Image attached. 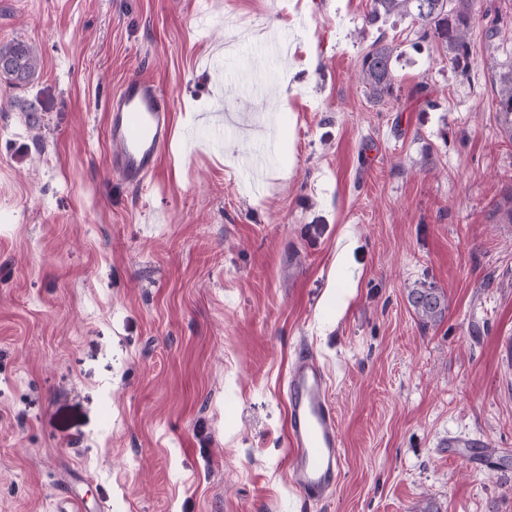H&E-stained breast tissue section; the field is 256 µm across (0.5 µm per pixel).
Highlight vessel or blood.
<instances>
[{
  "label": "vessel or blood",
  "instance_id": "obj_1",
  "mask_svg": "<svg viewBox=\"0 0 512 512\" xmlns=\"http://www.w3.org/2000/svg\"><path fill=\"white\" fill-rule=\"evenodd\" d=\"M111 165L127 183L140 184L157 169L172 130L162 89L140 76L127 78L107 102ZM287 440L301 494L325 498L338 482L341 438L321 364L302 352L287 378Z\"/></svg>",
  "mask_w": 512,
  "mask_h": 512
}]
</instances>
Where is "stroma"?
I'll return each instance as SVG.
<instances>
[{
  "mask_svg": "<svg viewBox=\"0 0 512 512\" xmlns=\"http://www.w3.org/2000/svg\"><path fill=\"white\" fill-rule=\"evenodd\" d=\"M483 3L500 33L476 19L464 72L387 26L398 88L376 104L371 0H0V41L43 54L39 126L0 112V512L65 492L74 512H512V139L489 69L512 0ZM134 75L173 123L138 186L104 111ZM414 288L444 293L441 322ZM303 347L342 441L309 502L287 463ZM408 301L422 322L437 323L444 317L446 299L435 288H414L408 293Z\"/></svg>",
  "mask_w": 512,
  "mask_h": 512,
  "instance_id": "35a3bbf8",
  "label": "stroma"
}]
</instances>
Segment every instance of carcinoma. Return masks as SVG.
<instances>
[{"instance_id": "obj_1", "label": "carcinoma", "mask_w": 512, "mask_h": 512, "mask_svg": "<svg viewBox=\"0 0 512 512\" xmlns=\"http://www.w3.org/2000/svg\"><path fill=\"white\" fill-rule=\"evenodd\" d=\"M488 16L481 0H371L366 23L386 24L391 18H411L419 39L433 38L456 68L470 64V32L476 17ZM396 47L386 39L385 30L362 55L358 79L369 99L381 101L394 95L397 85L393 57ZM42 73V58L36 45L25 40L0 41V86L24 90ZM493 101L504 134L512 139V62L492 74ZM18 109L28 121L35 120V104L17 95L0 99V112ZM408 301L421 321L437 323L444 317L446 299L435 288H413Z\"/></svg>"}]
</instances>
